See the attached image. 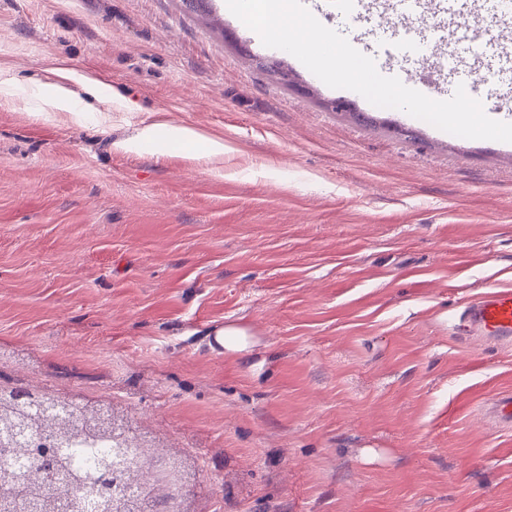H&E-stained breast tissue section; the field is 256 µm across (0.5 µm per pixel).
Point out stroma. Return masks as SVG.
Listing matches in <instances>:
<instances>
[{
	"mask_svg": "<svg viewBox=\"0 0 512 512\" xmlns=\"http://www.w3.org/2000/svg\"><path fill=\"white\" fill-rule=\"evenodd\" d=\"M224 3L0 0V384L109 398L192 458L172 512H512V427L483 409L512 345L453 326L512 288V143L334 111ZM320 21L423 93L420 36L487 57L495 31ZM154 122L229 151L119 149ZM227 323L247 351L209 348Z\"/></svg>",
	"mask_w": 512,
	"mask_h": 512,
	"instance_id": "obj_1",
	"label": "stroma"
}]
</instances>
